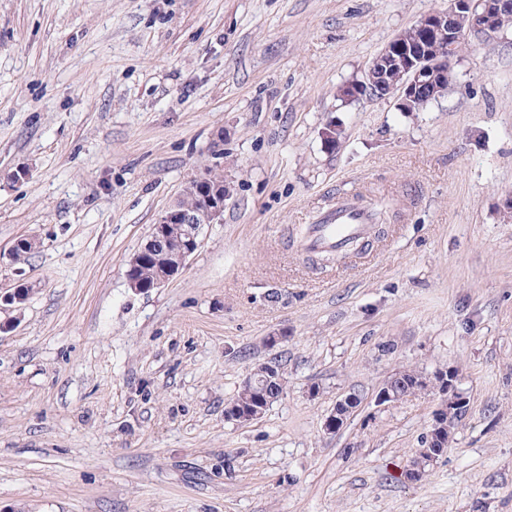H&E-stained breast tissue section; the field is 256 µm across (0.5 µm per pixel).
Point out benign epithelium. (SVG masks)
I'll use <instances>...</instances> for the list:
<instances>
[{
    "label": "benign epithelium",
    "instance_id": "1",
    "mask_svg": "<svg viewBox=\"0 0 512 512\" xmlns=\"http://www.w3.org/2000/svg\"><path fill=\"white\" fill-rule=\"evenodd\" d=\"M512 9V0H448V7L424 15L418 26L426 33L448 42V57L428 60V57L412 51L401 39L395 38L370 62L359 87H371L382 97L397 96L399 106L413 104L424 107L435 95L448 89L445 77L453 69L455 58L469 33H493L501 14ZM401 64V82L398 85L384 82V72L395 64ZM211 173L194 176L192 184L208 187L206 195L191 205L177 202L153 225L146 247L136 253L126 264L125 278L132 288L137 282L132 276L134 267L149 252L163 249L173 255L175 263L164 269L156 281L161 286L176 277L202 244L201 230L206 224H218L224 214L226 194L221 186L211 184ZM272 379L280 380L279 366L271 362L257 368L242 383L245 394L263 386ZM422 391L435 390L440 397L429 430L422 441L421 453L431 459L441 455L447 444L444 434L454 423L469 413V401L456 388V374L448 371V377L439 381L422 376L417 379ZM357 406V399L347 395L336 402L326 418L325 429L334 433L350 418Z\"/></svg>",
    "mask_w": 512,
    "mask_h": 512
}]
</instances>
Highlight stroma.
I'll return each mask as SVG.
<instances>
[{"label":"stroma","mask_w":512,"mask_h":512,"mask_svg":"<svg viewBox=\"0 0 512 512\" xmlns=\"http://www.w3.org/2000/svg\"><path fill=\"white\" fill-rule=\"evenodd\" d=\"M447 3L0 0V294L31 288L0 308V512H512V29L469 36L421 111L339 95ZM207 170L222 223L132 290ZM352 188L385 211L362 257L299 255ZM263 362L283 395L228 420ZM446 367L471 412L412 484L439 396L377 395ZM356 406L357 399L353 395H347L337 401L336 406L325 420V429L330 433L336 432L347 422Z\"/></svg>","instance_id":"35a3bbf8"}]
</instances>
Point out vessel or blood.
Instances as JSON below:
<instances>
[{
  "instance_id": "b4317fda",
  "label": "vessel or blood",
  "mask_w": 512,
  "mask_h": 512,
  "mask_svg": "<svg viewBox=\"0 0 512 512\" xmlns=\"http://www.w3.org/2000/svg\"><path fill=\"white\" fill-rule=\"evenodd\" d=\"M377 234L373 209L362 192L339 197L306 225L295 247L304 255L346 256L352 245L373 241Z\"/></svg>"
}]
</instances>
